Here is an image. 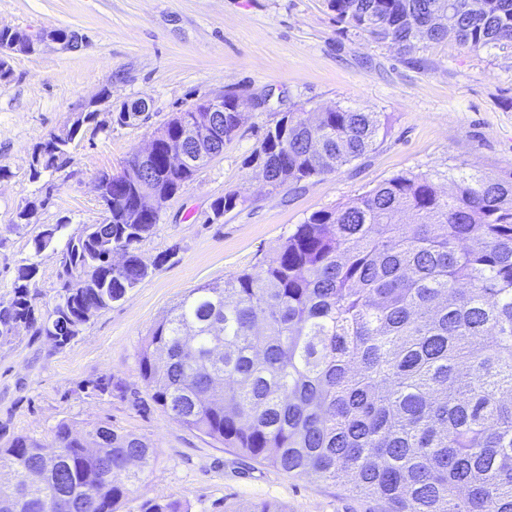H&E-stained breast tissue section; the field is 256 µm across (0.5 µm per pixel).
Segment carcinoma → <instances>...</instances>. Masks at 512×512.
<instances>
[{
  "instance_id": "1",
  "label": "carcinoma",
  "mask_w": 512,
  "mask_h": 512,
  "mask_svg": "<svg viewBox=\"0 0 512 512\" xmlns=\"http://www.w3.org/2000/svg\"><path fill=\"white\" fill-rule=\"evenodd\" d=\"M345 32L367 33L400 53L420 38L453 32L470 51L512 50V0H326ZM27 34L0 30V53L24 51ZM246 101L224 95L213 113L220 136L237 131ZM381 112L331 106L315 123L303 109L277 113L251 161L274 189L330 174L373 150ZM40 168L66 152L39 143ZM164 148L155 181L176 194L197 169L169 171ZM398 174L341 207L311 214L258 272L191 289L141 342L140 374L153 402L183 426L268 466L332 481L375 500L378 512H512V174ZM112 217L67 241L60 264L70 286L41 308L37 266L16 269L0 300V345L25 326L69 344L152 268L137 244L159 217L129 224L133 187L99 175ZM227 194L214 217L235 208ZM409 212L414 221L402 224ZM58 224L35 238L51 246ZM87 434L67 423L48 445L16 436L0 448V512H119L155 453L103 424ZM135 457L137 465L126 469ZM137 512H187L178 500H145Z\"/></svg>"
}]
</instances>
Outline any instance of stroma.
<instances>
[{"label": "stroma", "mask_w": 512, "mask_h": 512, "mask_svg": "<svg viewBox=\"0 0 512 512\" xmlns=\"http://www.w3.org/2000/svg\"><path fill=\"white\" fill-rule=\"evenodd\" d=\"M36 35L78 32L77 49L46 42L17 54L0 84V298L9 297L22 260L36 263L41 303L52 302L59 258L70 238L105 213L98 173L120 171L174 112L222 92L248 99L242 123L222 154L199 169L138 246L153 271L127 298L99 312L64 347L19 329L0 345V446L16 436L50 442L60 422L96 423L147 441L156 461L136 483L129 507L177 499L190 512H233L271 502L283 512H370L341 484L294 476L175 421L143 392L138 351L147 331L192 288L256 272L313 212L347 203L402 173L512 172V53L467 51L454 38L417 42L406 54L365 35L343 32L325 0H0V28ZM146 101L148 122H116L125 102ZM341 105L382 112L388 132L373 150L329 175L288 189L257 179L248 158L276 112ZM91 111L53 173L32 178L33 147ZM240 202L220 219L211 203ZM46 198L29 225L16 215ZM61 225L57 243L36 251L42 226ZM175 257H168V250ZM125 393L101 394L103 377Z\"/></svg>", "instance_id": "stroma-1"}]
</instances>
